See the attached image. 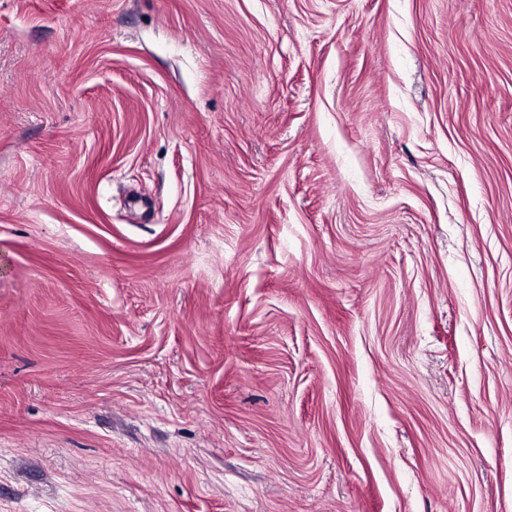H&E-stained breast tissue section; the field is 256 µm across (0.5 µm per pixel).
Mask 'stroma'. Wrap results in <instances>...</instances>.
I'll use <instances>...</instances> for the list:
<instances>
[{"label": "stroma", "mask_w": 512, "mask_h": 512, "mask_svg": "<svg viewBox=\"0 0 512 512\" xmlns=\"http://www.w3.org/2000/svg\"><path fill=\"white\" fill-rule=\"evenodd\" d=\"M0 512H512V0H0Z\"/></svg>", "instance_id": "obj_1"}]
</instances>
